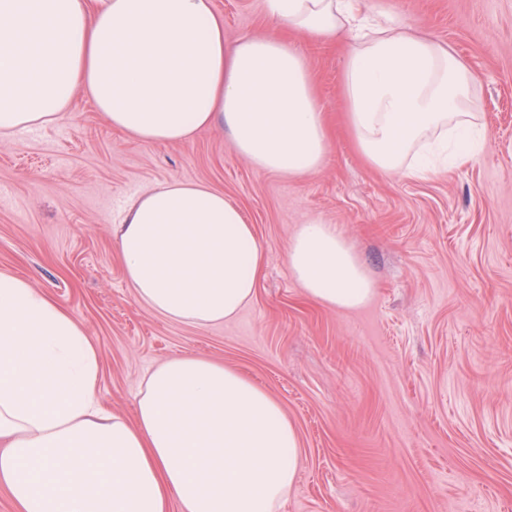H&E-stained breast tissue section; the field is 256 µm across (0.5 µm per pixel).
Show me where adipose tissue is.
<instances>
[{
	"label": "adipose tissue",
	"instance_id": "1",
	"mask_svg": "<svg viewBox=\"0 0 512 512\" xmlns=\"http://www.w3.org/2000/svg\"><path fill=\"white\" fill-rule=\"evenodd\" d=\"M263 4L280 35L228 42L213 0H0V139L65 118L80 92L129 138L184 143L220 127L257 169L310 174L329 137L296 32L346 38L344 119L372 168L423 178L443 146L455 166L474 159L480 78L448 46L370 0ZM112 237L136 299L173 321H228L255 296L253 228L207 185L175 179L133 198ZM287 262L322 305L354 311L376 294L333 225H299ZM99 380L84 325L0 272V483L16 512H278L303 456L266 389L175 357L148 371L128 417Z\"/></svg>",
	"mask_w": 512,
	"mask_h": 512
}]
</instances>
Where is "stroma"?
I'll use <instances>...</instances> for the list:
<instances>
[{
	"label": "stroma",
	"mask_w": 512,
	"mask_h": 512,
	"mask_svg": "<svg viewBox=\"0 0 512 512\" xmlns=\"http://www.w3.org/2000/svg\"><path fill=\"white\" fill-rule=\"evenodd\" d=\"M374 2L480 75L488 135L474 161L423 179L367 166L341 123L343 45L295 35L331 128L319 170L254 168L217 127L140 142L79 94L61 122L0 139V272L85 325L112 409L131 413L144 374L178 356L263 386L305 456L279 512H512V0ZM213 3L225 40L274 31L261 0ZM173 179L222 191L262 248L256 295L228 322L172 321L125 278L112 226L132 197ZM312 218L367 265L366 307L321 306L290 274L288 243Z\"/></svg>",
	"instance_id": "35a3bbf8"
}]
</instances>
